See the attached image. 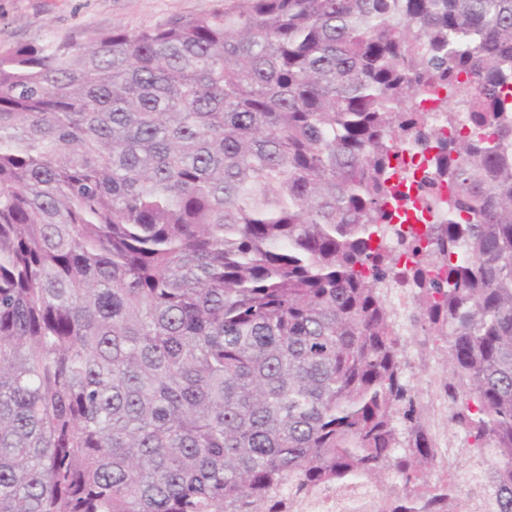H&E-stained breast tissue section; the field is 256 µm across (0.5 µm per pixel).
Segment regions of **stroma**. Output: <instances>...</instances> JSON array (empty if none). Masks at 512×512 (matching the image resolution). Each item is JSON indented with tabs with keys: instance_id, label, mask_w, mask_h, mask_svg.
Instances as JSON below:
<instances>
[{
	"instance_id": "1",
	"label": "stroma",
	"mask_w": 512,
	"mask_h": 512,
	"mask_svg": "<svg viewBox=\"0 0 512 512\" xmlns=\"http://www.w3.org/2000/svg\"><path fill=\"white\" fill-rule=\"evenodd\" d=\"M221 4L222 0H0V48L87 38L115 24L143 28L172 15L205 14ZM406 352L417 394L426 411H433L441 394L439 356L419 336L409 337Z\"/></svg>"
}]
</instances>
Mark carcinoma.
Segmentation results:
<instances>
[{
  "label": "carcinoma",
  "mask_w": 512,
  "mask_h": 512,
  "mask_svg": "<svg viewBox=\"0 0 512 512\" xmlns=\"http://www.w3.org/2000/svg\"><path fill=\"white\" fill-rule=\"evenodd\" d=\"M509 78L512 0H224L0 51V512L362 481L382 512H512ZM432 82L493 130L448 141V223L403 229L388 158ZM417 332L468 487L428 477ZM424 336H410L407 345V359L415 374V388L425 405L426 421L433 420L434 401L441 396L442 367L438 354L423 344Z\"/></svg>",
  "instance_id": "cac0c4a2"
}]
</instances>
